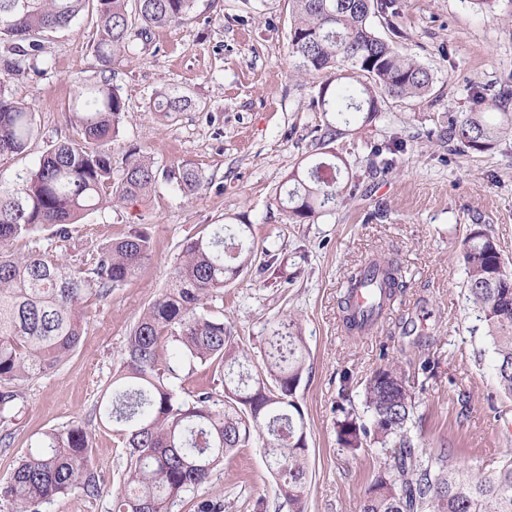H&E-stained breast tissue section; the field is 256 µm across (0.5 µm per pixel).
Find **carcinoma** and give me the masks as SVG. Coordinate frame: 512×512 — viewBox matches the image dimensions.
Here are the masks:
<instances>
[{
    "label": "carcinoma",
    "mask_w": 512,
    "mask_h": 512,
    "mask_svg": "<svg viewBox=\"0 0 512 512\" xmlns=\"http://www.w3.org/2000/svg\"><path fill=\"white\" fill-rule=\"evenodd\" d=\"M197 0H0V159L24 153L35 133V112L13 99L10 82L37 68L48 33L66 29L89 12L96 17L94 50L104 67L121 60L132 43L150 41L152 30L182 23ZM289 47L295 67L322 73L318 103L324 112H374L378 97L404 99L424 94L431 74L380 37L371 18L395 16L399 0H290ZM154 111L168 117L195 107L177 89L156 91ZM496 124L470 112L450 125L448 141L460 148L486 150L512 113ZM125 112L119 87L104 78L80 87L71 123L76 137L47 148L37 165L0 187V419L17 415L20 385L60 367L84 331L82 305L103 301L135 278L152 252L150 236L139 228L101 244L81 265L67 264L53 250L14 253V242L45 227L61 242L70 225L107 204L144 200L159 177L176 181L192 195L203 185L198 170L175 171L133 152L118 181H112L108 142ZM340 166L324 161L289 176L293 188L276 203L297 224L336 205ZM251 225H235L227 250L224 227L202 231L182 244L179 263L165 289L133 325L124 356L112 376V391L99 415L125 449L127 466L115 495V512H170L181 494L205 484L237 448L262 441L277 478V496L288 512H306L307 434L296 391L306 368V348L297 323L275 320L264 337L265 374L244 369L224 321L198 313L200 302L224 292L257 258ZM469 297L486 323L497 355L501 387L512 394V272L481 225L464 243ZM371 288L369 310L354 305L355 294ZM403 288L400 265L372 258L352 273L341 300L343 326L353 336L388 307ZM173 343L162 358V340ZM194 368L208 366L224 383V410L212 409L210 392L181 397L170 378L169 360ZM369 421L338 405L337 441L351 451L378 444L388 449L380 470L365 488L357 512H512V455L486 466L456 465L448 452L419 450L408 433L415 393L404 369L390 362L364 385ZM89 435L79 423L42 432L30 443L0 499L12 512H37L60 494L95 498L103 479L91 465Z\"/></svg>",
    "instance_id": "obj_1"
}]
</instances>
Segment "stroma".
Masks as SVG:
<instances>
[{"label":"stroma","instance_id":"1","mask_svg":"<svg viewBox=\"0 0 512 512\" xmlns=\"http://www.w3.org/2000/svg\"><path fill=\"white\" fill-rule=\"evenodd\" d=\"M290 20L289 0H218L213 8L198 0L183 23L155 29L150 43L134 41L106 74L94 52L95 21L85 16L49 34L37 71L11 82L13 98L34 109L37 132L25 153L0 161V186L35 167L48 144L74 136L79 85L106 76L127 106L109 145L113 177L135 150L162 168L189 165L203 176L191 196L161 180L147 201L90 212L72 227L71 264L133 227L150 235L153 251L135 279L84 306L79 345L56 371L24 385L23 411L0 425V437L11 438L0 445V482L27 455L33 433L79 421L90 436L102 492L55 497L39 512H114L110 484L126 456L98 408L131 327L166 287L182 243L210 224L252 225L257 249L272 259L205 299L199 313L223 319L257 370L271 322L288 316L301 329L308 356L296 399L308 441L307 512H356L385 451L339 446L340 378L350 374L352 406L362 412L364 381L393 359L412 377L425 357L440 362L437 381L416 393L409 425L424 453L444 449L465 465L512 454V395L498 384L462 257L472 226L481 224L512 264V132L484 151L441 138L452 120L485 111L499 93L512 113V0L490 10L470 0H401L396 17L372 18L376 33L430 70L432 84L421 97L380 98L374 116L358 113L345 125L317 104L321 75L296 70ZM166 85L187 92L196 108L159 117L150 98ZM329 122L341 133L324 144ZM332 158L344 163L335 209L288 223L276 193L298 165ZM382 255L398 261L405 288L376 334L348 335L344 282ZM203 498L223 500L224 512H253L260 498L267 512H288L257 441L182 494L171 512H193Z\"/></svg>","mask_w":512,"mask_h":512}]
</instances>
